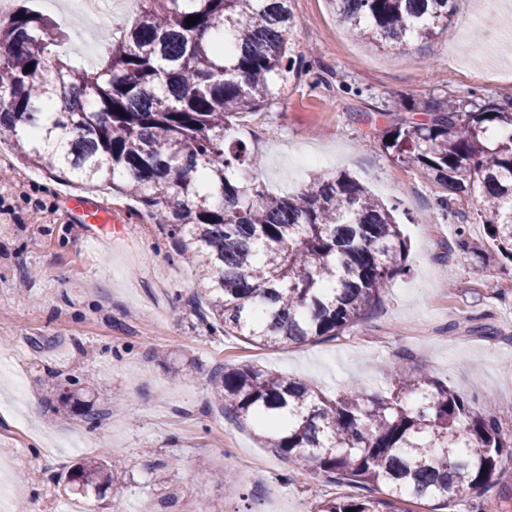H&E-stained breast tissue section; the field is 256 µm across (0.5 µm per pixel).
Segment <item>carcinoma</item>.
Wrapping results in <instances>:
<instances>
[{"mask_svg": "<svg viewBox=\"0 0 512 512\" xmlns=\"http://www.w3.org/2000/svg\"><path fill=\"white\" fill-rule=\"evenodd\" d=\"M344 24L377 48L450 35L453 0H333ZM292 0H139L118 38L99 30L95 65L66 51L48 14L22 5L0 21V144L64 181L112 186L174 239L203 290L211 332L266 348L334 340L406 272L396 206L347 174L315 177L277 196L256 182V151L235 118L266 107L294 68ZM190 16L197 22L186 25ZM61 101L65 108L57 109ZM428 118L388 115L383 146L432 182L474 196L488 238L512 262V101L434 102ZM458 216L437 198L434 220ZM455 247L480 262L484 246L457 225ZM386 396L361 388L329 398L312 383L255 365L209 375L213 404L296 470L364 493L314 501L307 512H407L484 494L512 458V434L489 402L422 374L401 352ZM58 403L95 427L107 412L74 392ZM68 480L109 486L91 457Z\"/></svg>", "mask_w": 512, "mask_h": 512, "instance_id": "carcinoma-1", "label": "carcinoma"}]
</instances>
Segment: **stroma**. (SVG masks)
<instances>
[{
    "instance_id": "35a3bbf8",
    "label": "stroma",
    "mask_w": 512,
    "mask_h": 512,
    "mask_svg": "<svg viewBox=\"0 0 512 512\" xmlns=\"http://www.w3.org/2000/svg\"><path fill=\"white\" fill-rule=\"evenodd\" d=\"M300 67L285 73L264 109L238 131L263 163L269 192L298 191L313 176L350 173L398 206L407 271L349 333L331 341L261 348L210 334L190 269L157 224L124 195L94 197L119 218L78 223L66 183L0 147V512H189L216 500L224 512H307L352 493L321 475L289 472L248 426L210 403L221 364H254L302 378L324 394L356 383L389 389L395 354L469 397L512 412V262L480 267L454 249L453 224L433 219L443 189L389 155L388 113L424 103L512 99V6L457 0L450 38L382 50L357 39L331 0H293ZM93 391L97 407L126 397L121 413L89 428L50 408L49 379ZM107 454L112 485L73 493L77 462ZM223 471L206 483L203 471ZM448 512H512V465L480 498Z\"/></svg>"
}]
</instances>
